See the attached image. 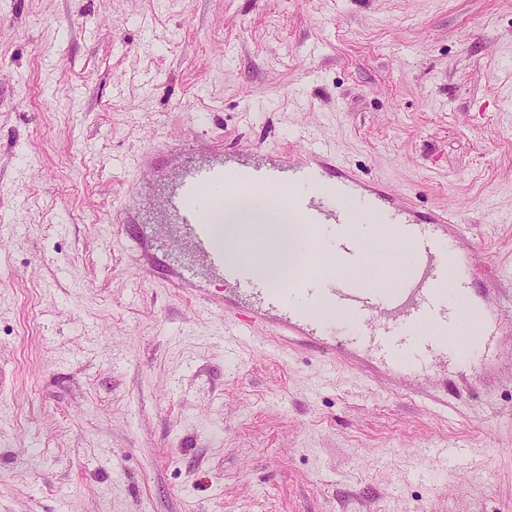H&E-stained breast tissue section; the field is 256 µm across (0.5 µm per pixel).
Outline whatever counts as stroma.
<instances>
[{"mask_svg":"<svg viewBox=\"0 0 512 512\" xmlns=\"http://www.w3.org/2000/svg\"><path fill=\"white\" fill-rule=\"evenodd\" d=\"M304 128L462 214L512 308V0H0V512H512V328L483 382L464 335L407 375L265 324L226 345L213 279L168 287L170 150L294 158Z\"/></svg>","mask_w":512,"mask_h":512,"instance_id":"1","label":"stroma"}]
</instances>
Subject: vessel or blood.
I'll return each mask as SVG.
<instances>
[{
  "instance_id": "obj_1",
  "label": "vessel or blood",
  "mask_w": 512,
  "mask_h": 512,
  "mask_svg": "<svg viewBox=\"0 0 512 512\" xmlns=\"http://www.w3.org/2000/svg\"><path fill=\"white\" fill-rule=\"evenodd\" d=\"M300 147L299 162L278 157L234 166L221 161L187 163L162 201L179 240L211 274L235 289L230 307L246 310L228 327V334H245L253 324L264 322L270 310L280 313V328L291 332L312 308L331 306L352 323L354 341L373 349L391 367H399L409 353L423 368L447 358L449 339L458 333L448 285L466 284L478 266L473 254L462 253L448 237L449 228L460 226V217L428 213L419 223L401 222L398 212L380 208L382 190L346 170L325 141L306 133ZM271 189L289 223L302 225L309 235H324L323 250L336 266L350 268L363 261L365 250L353 226L367 220L382 224L386 236L405 240L412 269L387 288L324 273L257 281L252 274L260 259L252 248L257 228L239 227L241 249L232 259L213 215L225 202Z\"/></svg>"
}]
</instances>
